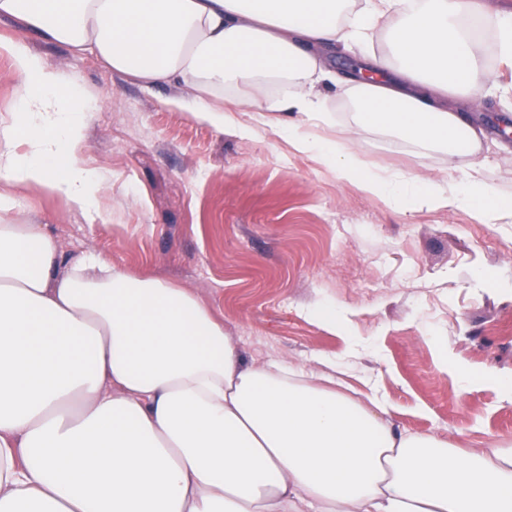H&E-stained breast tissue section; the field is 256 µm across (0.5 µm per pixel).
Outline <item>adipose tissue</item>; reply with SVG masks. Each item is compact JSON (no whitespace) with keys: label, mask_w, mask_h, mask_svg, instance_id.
Wrapping results in <instances>:
<instances>
[{"label":"adipose tissue","mask_w":512,"mask_h":512,"mask_svg":"<svg viewBox=\"0 0 512 512\" xmlns=\"http://www.w3.org/2000/svg\"><path fill=\"white\" fill-rule=\"evenodd\" d=\"M0 18L91 53L112 71L182 88L216 128L284 134L338 181L435 210L512 223L463 114L497 87L476 27L512 68V9L482 0H0ZM354 52L340 74L325 63ZM0 178L92 215L102 181L77 157L87 106L27 47ZM353 104L348 143L318 137L320 83ZM251 124L240 123L238 113ZM291 112L282 125L273 113ZM376 129L442 155L447 182L365 167ZM345 366L247 362L187 289L69 257L41 224H0V512H512V439L459 448L411 433L388 400L340 388Z\"/></svg>","instance_id":"1"}]
</instances>
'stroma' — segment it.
<instances>
[{
    "label": "stroma",
    "instance_id": "obj_1",
    "mask_svg": "<svg viewBox=\"0 0 512 512\" xmlns=\"http://www.w3.org/2000/svg\"><path fill=\"white\" fill-rule=\"evenodd\" d=\"M27 46L87 98L81 162L100 174L94 219L43 187L0 179L20 199L11 224H42L61 250L101 253L128 272L186 288L247 360L293 367L348 358L358 392L377 387L401 429L460 448L512 438V224L462 209L412 208L339 182L287 137L243 138L178 108L180 89L146 88L92 54L0 19V42ZM494 129L488 175L512 195V112L484 97L470 112ZM374 170L461 180L443 157L365 132ZM349 311L329 331L314 318Z\"/></svg>",
    "mask_w": 512,
    "mask_h": 512
}]
</instances>
